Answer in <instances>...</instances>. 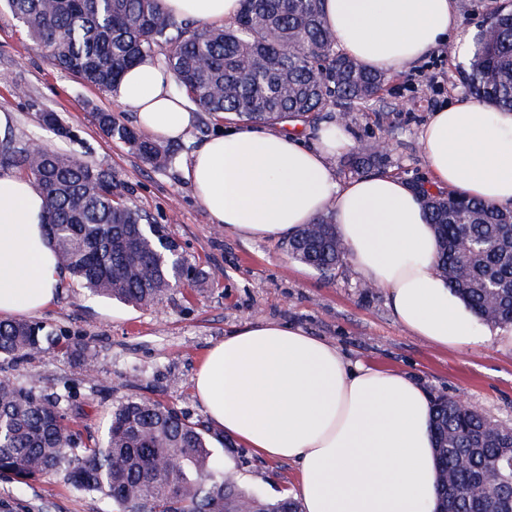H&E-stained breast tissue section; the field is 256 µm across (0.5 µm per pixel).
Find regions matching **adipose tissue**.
<instances>
[{
	"label": "adipose tissue",
	"instance_id": "obj_1",
	"mask_svg": "<svg viewBox=\"0 0 512 512\" xmlns=\"http://www.w3.org/2000/svg\"><path fill=\"white\" fill-rule=\"evenodd\" d=\"M179 18L221 25L241 0H162ZM337 45L368 68L398 73L446 42L455 0H323ZM173 75L148 57L112 90L159 141L194 123ZM437 185L512 206V113L474 103L434 112L420 134ZM339 125L313 145L255 123L204 141L185 173L212 224L251 238L288 237L324 211L363 282L386 291L395 319L440 348L495 336L512 349V327H489L449 289L434 229L414 187L389 173L339 183L332 157L350 151ZM44 198L32 179L0 173V317L49 307L61 267L46 232ZM211 423L273 460L298 462L293 489L303 512H437L439 470L432 402L398 371L351 364L335 345L271 321L247 324L213 345L193 378Z\"/></svg>",
	"mask_w": 512,
	"mask_h": 512
}]
</instances>
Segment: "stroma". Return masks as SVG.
<instances>
[{"label": "stroma", "mask_w": 512, "mask_h": 512, "mask_svg": "<svg viewBox=\"0 0 512 512\" xmlns=\"http://www.w3.org/2000/svg\"><path fill=\"white\" fill-rule=\"evenodd\" d=\"M461 56L453 43L440 45L407 70L390 75L383 95L386 122L372 112L352 113L345 128L356 144L381 136L389 126L386 170L408 182L431 184L420 142L423 125L442 107L465 102L457 73ZM136 126V114L110 94L88 87L53 67L46 48L11 12L0 7V113L11 118L8 135L33 148L86 154L111 169L128 203L167 225L182 246L186 264L204 270L202 288L172 291L158 307L141 309L88 295L64 279L54 304L39 319L64 341L96 355L93 375L72 354L53 352L27 359H0V376L55 392L69 389L71 412L83 439L103 433L112 406L148 397L174 405L193 421H207L192 379L209 348L247 323H289L330 341L352 363L398 370L423 384L430 396L466 393L487 417L512 426V352L494 343L435 348L400 325L380 289L365 291L352 261L334 278L288 256L283 239L246 238L219 230L186 177L185 166L207 138L233 129L196 113L171 168L145 166L120 141L107 138L92 119L95 110ZM60 115L72 131L59 137L42 125L40 112ZM215 457L233 452L238 487L266 501L279 500L297 478L298 465L268 460L217 434ZM0 512H112L107 498L75 489L64 472L25 484L0 475Z\"/></svg>", "instance_id": "stroma-1"}]
</instances>
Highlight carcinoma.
Listing matches in <instances>:
<instances>
[{"label": "carcinoma", "mask_w": 512, "mask_h": 512, "mask_svg": "<svg viewBox=\"0 0 512 512\" xmlns=\"http://www.w3.org/2000/svg\"><path fill=\"white\" fill-rule=\"evenodd\" d=\"M47 50L52 65L86 86L112 90L123 71L164 52L180 93L214 120L286 125L316 123L327 112L348 121L376 110L386 76L339 52L322 0H241L231 27L201 25L166 12L161 0H0ZM483 20L473 32L468 64L459 75L466 95L512 111V6L474 0ZM109 138L126 143L152 169L168 168L177 149L92 113ZM386 156L359 147L344 161L351 175L379 169ZM30 176L44 197L47 234L58 262L93 294L151 309L177 288L208 276L183 261L165 226L132 208L112 172L67 151H37L0 138V169ZM437 241V261L449 287L483 321L512 325V209H502L421 185ZM348 254L331 211L288 241V255L325 277ZM59 346L38 321H0V357L26 358ZM78 367L95 370L88 348H71ZM65 396L0 378V473L22 483L68 463L74 487L112 501V512H302L240 490L211 459L208 428L174 406L150 398L112 407L103 438L82 441L69 425ZM432 427L441 468L448 470L453 512H512L505 490L512 427L477 411L462 413L443 397L432 400Z\"/></svg>", "instance_id": "1"}]
</instances>
